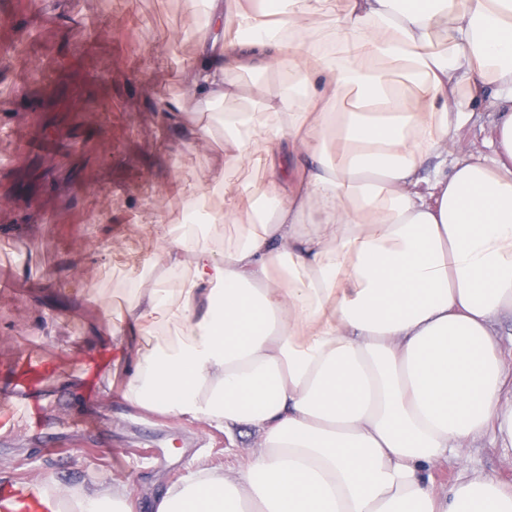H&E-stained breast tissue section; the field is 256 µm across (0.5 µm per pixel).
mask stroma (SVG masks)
Returning <instances> with one entry per match:
<instances>
[{
  "instance_id": "1",
  "label": "stroma",
  "mask_w": 512,
  "mask_h": 512,
  "mask_svg": "<svg viewBox=\"0 0 512 512\" xmlns=\"http://www.w3.org/2000/svg\"><path fill=\"white\" fill-rule=\"evenodd\" d=\"M204 22L187 0H0V399L42 364L13 412L0 411V498L51 474L76 489L123 479L132 512L197 463L238 465L247 428L147 414L110 391L123 375L105 342L125 276L153 248L146 202L174 215L182 181L206 188L224 150L223 104L206 105L212 137L195 139L158 109L183 95ZM100 390L87 397L84 383ZM160 458H135L137 448Z\"/></svg>"
}]
</instances>
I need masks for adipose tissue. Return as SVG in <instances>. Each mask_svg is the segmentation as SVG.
I'll return each mask as SVG.
<instances>
[{
  "label": "adipose tissue",
  "instance_id": "obj_1",
  "mask_svg": "<svg viewBox=\"0 0 512 512\" xmlns=\"http://www.w3.org/2000/svg\"><path fill=\"white\" fill-rule=\"evenodd\" d=\"M297 2L191 0L208 34L180 81L229 105L207 221L243 230L219 249L151 213L109 336L130 404L253 443L156 512H512V484L468 473L476 444L512 447V0H341L325 34V0ZM241 72L280 76L250 112L230 108ZM481 104L473 157L453 141ZM244 166L264 181L229 190ZM35 496L130 512L132 492L47 475ZM481 120L479 123L470 130H466L462 137L464 148L474 154L484 152L485 143L490 136L492 128L493 117L487 113H480Z\"/></svg>",
  "mask_w": 512,
  "mask_h": 512
}]
</instances>
